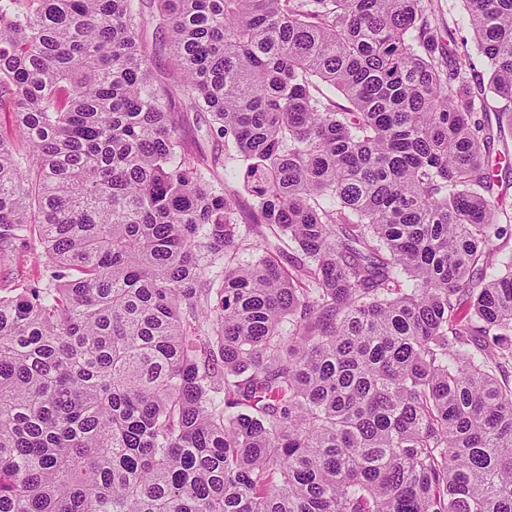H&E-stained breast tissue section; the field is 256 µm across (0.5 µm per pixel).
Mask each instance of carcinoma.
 I'll list each match as a JSON object with an SVG mask.
<instances>
[{
    "instance_id": "carcinoma-1",
    "label": "carcinoma",
    "mask_w": 512,
    "mask_h": 512,
    "mask_svg": "<svg viewBox=\"0 0 512 512\" xmlns=\"http://www.w3.org/2000/svg\"><path fill=\"white\" fill-rule=\"evenodd\" d=\"M158 2L0 0V512H512V0ZM155 5L150 0H145L143 13L145 19V34L152 49V69L155 76L166 85L172 84L173 80L169 71V34L165 28L158 29V21L152 18ZM441 13L454 33L457 49L466 51L472 57V60L478 71L488 77L486 73L485 60L477 50L473 31L470 25L469 14L463 0H438ZM212 117L208 112H191L189 132L195 137L200 148L210 154L219 149L224 153V141L211 135ZM36 240L30 241L27 248L20 252L16 262L11 265H1L0 277H18L21 281L33 283L36 281L45 266V257Z\"/></svg>"
}]
</instances>
